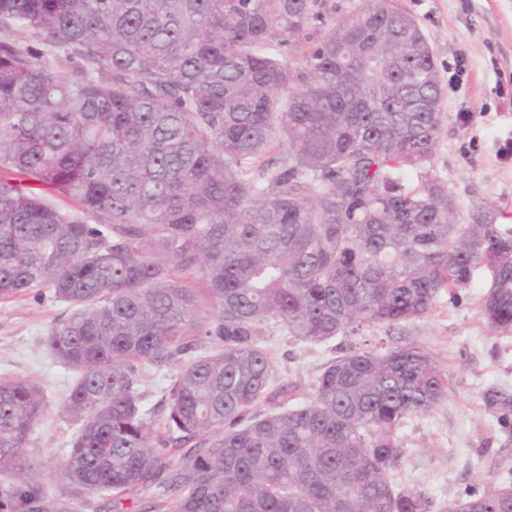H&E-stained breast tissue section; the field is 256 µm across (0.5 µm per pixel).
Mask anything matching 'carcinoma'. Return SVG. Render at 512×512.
<instances>
[{"label": "carcinoma", "instance_id": "carcinoma-1", "mask_svg": "<svg viewBox=\"0 0 512 512\" xmlns=\"http://www.w3.org/2000/svg\"><path fill=\"white\" fill-rule=\"evenodd\" d=\"M440 99L397 0L329 22L318 0H0V298L72 308L45 346L75 426L51 491L44 393L0 378V512H434L392 481L398 430L448 394L432 355L351 346L297 402L262 336L413 322L479 267L512 329V226L457 223L430 172ZM483 399L512 434V394ZM495 486L446 512H512Z\"/></svg>", "mask_w": 512, "mask_h": 512}]
</instances>
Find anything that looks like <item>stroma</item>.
<instances>
[{"label":"stroma","instance_id":"35a3bbf8","mask_svg":"<svg viewBox=\"0 0 512 512\" xmlns=\"http://www.w3.org/2000/svg\"><path fill=\"white\" fill-rule=\"evenodd\" d=\"M418 20L433 50L442 87L443 128L431 161L457 205L456 221L474 213L504 216L512 225V0H400ZM468 122H461V115ZM485 271H477L460 304L440 295L424 318L367 331L371 344H414L426 349L448 375V396L435 409L399 429L404 450L396 484L416 487L444 508L466 485L504 475L512 465V438L485 409L483 392L512 393V330L491 329L480 311ZM67 304L49 288L0 299V378L21 376L44 391L46 416L33 444L45 461L44 479L60 486L59 464L74 428L61 410L73 374L46 350L44 339ZM279 382L310 398L312 383L336 357L332 345L311 346L280 328L264 339Z\"/></svg>","mask_w":512,"mask_h":512}]
</instances>
